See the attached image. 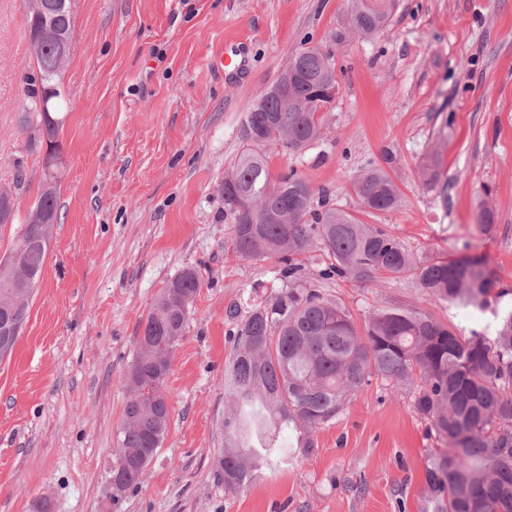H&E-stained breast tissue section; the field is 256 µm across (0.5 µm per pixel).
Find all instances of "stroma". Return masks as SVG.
I'll list each match as a JSON object with an SVG mask.
<instances>
[{
    "label": "stroma",
    "instance_id": "obj_1",
    "mask_svg": "<svg viewBox=\"0 0 512 512\" xmlns=\"http://www.w3.org/2000/svg\"><path fill=\"white\" fill-rule=\"evenodd\" d=\"M349 0H73L72 50L57 82L65 121L59 220L12 354L0 360V512H427L425 467L437 441L410 390L372 379L314 434V448L230 494L214 476L224 446V368L237 322L283 288L274 263L231 245L224 173L258 92L303 41L325 44ZM23 0H0V187L25 173L37 196L42 152L22 123L34 59ZM253 49L247 81L212 67L227 42ZM340 91L325 135L272 154L338 208L381 224L417 259L487 256L510 293L470 311L436 301L413 276L316 281L356 318L390 305L430 312L463 336L493 333L512 308V0H398L387 32L334 46ZM401 194L364 212L365 168ZM439 154L431 188L423 162ZM493 227L479 223L482 209ZM186 268L202 285L165 387L168 433L144 484L113 503V448L139 329Z\"/></svg>",
    "mask_w": 512,
    "mask_h": 512
}]
</instances>
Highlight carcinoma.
I'll return each instance as SVG.
<instances>
[{
	"mask_svg": "<svg viewBox=\"0 0 512 512\" xmlns=\"http://www.w3.org/2000/svg\"><path fill=\"white\" fill-rule=\"evenodd\" d=\"M44 23L61 39L33 52L35 67L24 78V126L30 142L44 152V165L58 158L61 49H71V0ZM396 0H354L329 40L372 38L388 30ZM292 98H280L277 85L259 95L240 127L241 152L224 173L235 185L241 207L224 203L232 218L234 252L249 260H272L285 288L254 305L238 323V343L224 369V448L214 471L224 491L250 487L257 472L314 447L316 429L342 413L350 398L371 379L412 385L413 406L431 423L443 447L430 454L426 487L432 512H512V310L501 317L495 335L454 328L413 306L391 305L369 313L358 327L352 311L328 299L306 279L311 248L320 244L329 259L318 277L368 282L379 273L412 274L439 301L484 309L489 298L507 295L502 277L478 255L415 262L387 229L362 223L336 207L328 192L315 191L291 168L277 176L269 153L296 154L323 135L320 110L332 103L320 88L336 81L330 50L300 47L289 55ZM436 156L421 170L423 182L440 177ZM353 189L365 208L388 212L399 207V189L374 166L361 173ZM34 215L57 220V193L38 186L18 238H27L20 273L0 267V300L5 294L29 308L47 256L36 243L43 225ZM201 286L198 272L184 269L155 300L137 336V356L126 380L128 395L117 435L112 477L128 492L145 481L147 468L168 428L171 399L164 389L170 362L155 357L160 345L175 348L185 336L189 307ZM294 434L285 442L282 432Z\"/></svg>",
	"mask_w": 512,
	"mask_h": 512,
	"instance_id": "obj_1",
	"label": "carcinoma"
}]
</instances>
